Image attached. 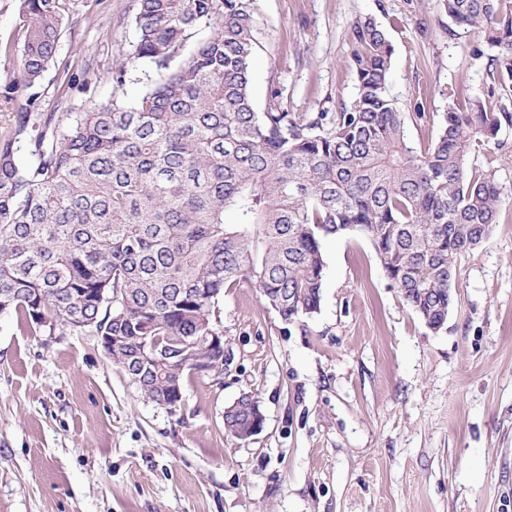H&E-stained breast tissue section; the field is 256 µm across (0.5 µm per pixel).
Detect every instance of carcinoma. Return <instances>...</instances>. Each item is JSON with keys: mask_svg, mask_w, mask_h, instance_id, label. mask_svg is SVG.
Wrapping results in <instances>:
<instances>
[{"mask_svg": "<svg viewBox=\"0 0 512 512\" xmlns=\"http://www.w3.org/2000/svg\"><path fill=\"white\" fill-rule=\"evenodd\" d=\"M448 20L497 50L498 78L512 82V0H444ZM19 73L32 84L53 60L60 0H21ZM253 0H136L128 56L157 67L128 94L84 112H18L0 131V314L48 326L73 314L156 404L182 399L185 379L205 375L178 361L189 350L219 361L224 290L248 282L280 318L305 322L321 307L322 241L349 231L367 239L388 279L430 331L446 329L456 260L493 229L512 188L492 147L507 110L460 88L465 106L443 114L425 148L407 139L406 115L387 91L392 48L359 21L351 69L357 96L301 122L272 93L263 112L251 92ZM211 29L195 41L200 28ZM189 56L171 62L189 44ZM29 147L24 165L18 152ZM483 152L485 164L471 156ZM170 354L140 355L141 339ZM260 404L249 393L224 414L243 441Z\"/></svg>", "mask_w": 512, "mask_h": 512, "instance_id": "obj_1", "label": "carcinoma"}]
</instances>
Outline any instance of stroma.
Returning a JSON list of instances; mask_svg holds the SVG:
<instances>
[{
	"instance_id": "35a3bbf8",
	"label": "stroma",
	"mask_w": 512,
	"mask_h": 512,
	"mask_svg": "<svg viewBox=\"0 0 512 512\" xmlns=\"http://www.w3.org/2000/svg\"><path fill=\"white\" fill-rule=\"evenodd\" d=\"M252 94L297 120L357 94L352 26L392 46L388 89L417 147L458 86L512 109L495 49L452 26L442 0H254ZM56 55L18 76L19 0H0V129L17 112L111 98L135 0H61ZM425 117L415 121L414 109ZM321 309L288 323L249 284L220 305L224 368L186 379L169 410L143 398L89 329L0 316V512H512V203L457 262L446 330L429 331L357 234L322 242ZM258 397L262 431L236 440L224 408Z\"/></svg>"
}]
</instances>
